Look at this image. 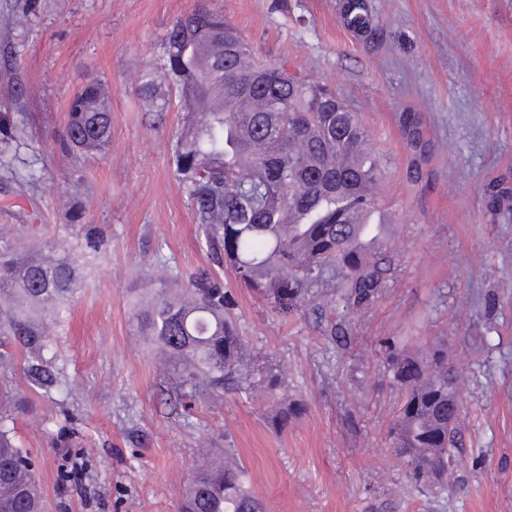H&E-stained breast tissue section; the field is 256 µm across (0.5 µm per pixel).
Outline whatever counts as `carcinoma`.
<instances>
[{
	"label": "carcinoma",
	"instance_id": "carcinoma-1",
	"mask_svg": "<svg viewBox=\"0 0 512 512\" xmlns=\"http://www.w3.org/2000/svg\"><path fill=\"white\" fill-rule=\"evenodd\" d=\"M345 27L370 34L367 0H344ZM161 68L174 96L195 120L178 134L173 153L208 245L224 252L235 280L281 312L311 311L325 339L350 343L351 313L380 297L390 271L385 209L378 198L379 159L357 113L327 86L267 63L220 11L197 0L163 38ZM112 112L102 84H83L66 113L65 140L77 151L103 149ZM491 214H512V191L485 187ZM341 285H336V271ZM80 289L69 251L23 253L0 239V336L28 353L24 371L49 393L58 386L48 340L36 327ZM234 299L206 270L188 287H160L132 318L152 353L173 373L184 398L249 394L256 386L275 402L284 432L305 410L288 397L285 374L259 379L242 373V337L230 315ZM391 384L401 405L390 447L419 488L448 493V464L463 447L457 375L448 346L411 351L383 342ZM0 416V512H41L42 497L28 451ZM181 512H268L248 471L229 451L197 465L183 491Z\"/></svg>",
	"mask_w": 512,
	"mask_h": 512
}]
</instances>
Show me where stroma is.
<instances>
[{
	"label": "stroma",
	"instance_id": "35a3bbf8",
	"mask_svg": "<svg viewBox=\"0 0 512 512\" xmlns=\"http://www.w3.org/2000/svg\"><path fill=\"white\" fill-rule=\"evenodd\" d=\"M260 58L327 84L379 155L391 269L355 317L356 345L325 342L314 315L281 314L227 275L175 174L178 111L138 88L160 77L162 38L195 0H0V236L55 242L83 272L73 301L42 322L61 386L29 382L26 354L0 362L7 414L35 461L45 512H178L208 449L229 448L270 512H512V216L492 217L484 184L512 187V0H369L377 29L344 27L341 0H215ZM105 86V151L60 148L65 108L86 78ZM414 115L417 152L402 122ZM420 162L423 176L408 170ZM236 301L249 369L288 374L305 412L278 431L274 403L228 391L183 409L168 369L131 318L152 289L199 270ZM447 337L464 439L448 492L412 486L388 446L398 409L379 341ZM84 472L82 488L62 473Z\"/></svg>",
	"mask_w": 512,
	"mask_h": 512
}]
</instances>
